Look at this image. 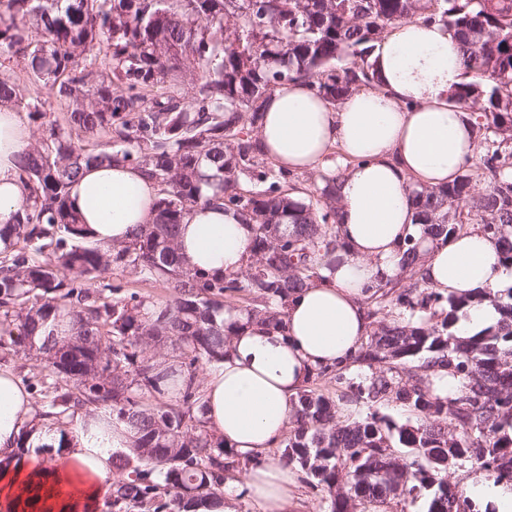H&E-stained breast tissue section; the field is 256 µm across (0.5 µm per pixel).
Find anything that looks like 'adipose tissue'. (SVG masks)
Masks as SVG:
<instances>
[{
  "label": "adipose tissue",
  "instance_id": "ef3b65f1",
  "mask_svg": "<svg viewBox=\"0 0 512 512\" xmlns=\"http://www.w3.org/2000/svg\"><path fill=\"white\" fill-rule=\"evenodd\" d=\"M379 80L339 103L316 95L294 79L267 97L257 141L266 158L295 173L340 170L336 229L341 244L326 259L321 282L295 294L284 325L250 321L233 336L223 362L208 368L202 384L204 418L227 447L257 456L225 493L244 494L261 512H293L297 474L267 454L292 420L299 392L315 370L353 366L370 334L367 301L378 285L395 281L402 245L422 238L423 281L447 295L475 288L495 291L512 284V269L500 247L483 232L425 237L410 202L412 189L452 182L478 152L474 125L450 95L466 74L461 44L442 24L396 23L370 59ZM31 131L12 107L0 106V227L12 222L26 191L17 159ZM159 197L156 183L120 163L85 165L70 201L93 241L117 245L135 225L150 222ZM254 230L235 210L200 204L180 229L178 248L186 262L210 274H236L247 264ZM32 439H56L52 420H36L28 389L15 373L0 369V460L16 457L25 425ZM133 443L129 426L109 411L80 414L71 429L64 466L16 464L0 503L14 501V486L36 487L34 512H87L107 493L113 464ZM474 504L512 512V485L476 472L462 488Z\"/></svg>",
  "mask_w": 512,
  "mask_h": 512
}]
</instances>
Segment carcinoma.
I'll use <instances>...</instances> for the list:
<instances>
[{
    "label": "carcinoma",
    "mask_w": 512,
    "mask_h": 512,
    "mask_svg": "<svg viewBox=\"0 0 512 512\" xmlns=\"http://www.w3.org/2000/svg\"><path fill=\"white\" fill-rule=\"evenodd\" d=\"M419 18L462 44L472 79L450 102L470 112L485 144L477 170L413 191L418 223L434 238L477 225L512 268V0H0V57L25 73L0 77L8 104L42 128L18 160L28 195L0 227V349L35 358L29 387L40 417L64 431L105 408L135 432L115 462L106 512H195L224 498L250 456L226 448L203 418L199 372L224 360L244 313L283 324L288 299L323 279L339 245L336 174L285 189L290 172L266 167L252 128L264 99L299 77L338 103L375 82L370 58L388 29ZM55 97L60 111L48 106ZM213 166V194L199 166ZM122 162L160 187L155 218L132 238L91 240L69 204L83 164ZM487 183L474 193V183ZM223 202L254 225L252 256L235 275L189 268L176 238L190 210ZM399 278L371 297L372 330L358 362L390 364L345 402L368 412L339 421L336 400L307 385L280 441V460L325 494L329 512L424 495L427 512H454L448 469L469 463L512 484V286L491 299L500 318L469 337L455 325L486 292L448 297L420 280L422 241L402 246ZM117 269L170 289L150 301L111 281ZM67 320L68 333L46 332ZM171 350L177 365L147 353ZM460 380L435 392L429 370ZM398 402L411 423L378 411Z\"/></svg>",
    "instance_id": "1"
}]
</instances>
